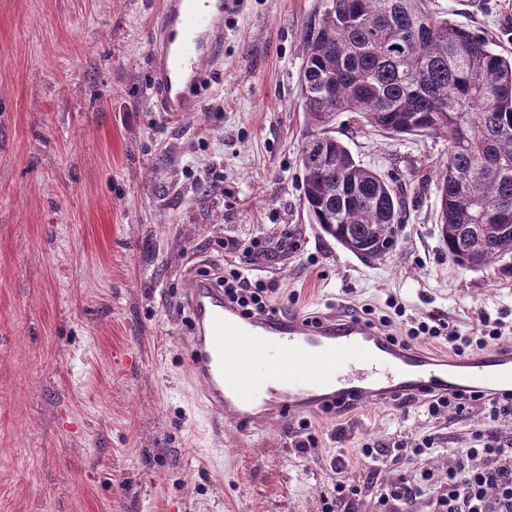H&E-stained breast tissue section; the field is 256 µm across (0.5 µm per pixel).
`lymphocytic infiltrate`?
Here are the masks:
<instances>
[{"mask_svg": "<svg viewBox=\"0 0 512 512\" xmlns=\"http://www.w3.org/2000/svg\"><path fill=\"white\" fill-rule=\"evenodd\" d=\"M215 280L223 287L225 297L245 314L282 317L287 314L284 305L274 303L258 281L253 280L247 263H239L225 274L216 275ZM342 314L391 334L393 343L406 348L413 347L421 338L443 339L459 357L484 352L503 337L512 335V321L502 315L494 317L484 310H476L474 327L463 334L445 320L409 316L405 304L394 296L381 306H344ZM423 401L432 415L446 409L462 415L479 403L490 421L512 418V400H502L490 392H437L425 395ZM433 444L430 437L411 436L390 446L380 444L361 449V456L372 465L389 463L402 469L396 480L376 490L380 512H392L396 507L411 512L417 498L432 486L433 472L418 470L417 465L432 453ZM453 456L444 488L433 497V512H512L511 446L487 436L480 446L454 449Z\"/></svg>", "mask_w": 512, "mask_h": 512, "instance_id": "lymphocytic-infiltrate-1", "label": "lymphocytic infiltrate"}]
</instances>
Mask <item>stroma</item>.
<instances>
[{"instance_id":"35a3bbf8","label":"stroma","mask_w":512,"mask_h":512,"mask_svg":"<svg viewBox=\"0 0 512 512\" xmlns=\"http://www.w3.org/2000/svg\"><path fill=\"white\" fill-rule=\"evenodd\" d=\"M161 0H0V512H321L347 478L376 484L359 450L431 435L428 467L474 443L480 410L401 418L382 403L215 431L188 374L183 301L194 269L249 256L274 299L335 316L394 295L461 333L474 308L512 309V258L456 265L437 226L446 135L336 120L352 155L392 179V251L363 260L303 202L302 37L318 0H239L200 108L151 104ZM434 14L512 51V0H430ZM129 350L124 366L114 349Z\"/></svg>"}]
</instances>
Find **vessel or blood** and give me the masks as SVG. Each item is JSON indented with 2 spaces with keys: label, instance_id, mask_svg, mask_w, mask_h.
<instances>
[{
  "label": "vessel or blood",
  "instance_id": "obj_1",
  "mask_svg": "<svg viewBox=\"0 0 512 512\" xmlns=\"http://www.w3.org/2000/svg\"><path fill=\"white\" fill-rule=\"evenodd\" d=\"M237 0H163L152 53V103L168 121L197 111L209 63L224 47V15ZM189 369L200 398L217 417L256 429L284 414L336 402L380 401L422 390L512 392V350L436 358L393 344L357 320L244 317L212 279L196 276L187 292Z\"/></svg>",
  "mask_w": 512,
  "mask_h": 512
}]
</instances>
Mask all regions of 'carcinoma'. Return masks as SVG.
Here are the masks:
<instances>
[{
	"label": "carcinoma",
	"mask_w": 512,
	"mask_h": 512,
	"mask_svg": "<svg viewBox=\"0 0 512 512\" xmlns=\"http://www.w3.org/2000/svg\"><path fill=\"white\" fill-rule=\"evenodd\" d=\"M305 32L300 105L319 130L300 154L314 223L361 258L385 255L398 193L333 128L355 112L394 135L448 133L438 173L439 233L458 265L512 255V53L436 17L429 0H320Z\"/></svg>",
	"instance_id": "cac0c4a2"
}]
</instances>
